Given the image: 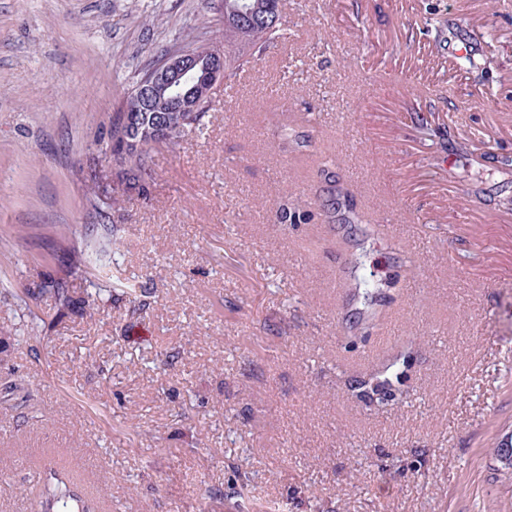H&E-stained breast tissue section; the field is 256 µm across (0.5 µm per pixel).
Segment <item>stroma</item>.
<instances>
[{"mask_svg": "<svg viewBox=\"0 0 512 512\" xmlns=\"http://www.w3.org/2000/svg\"><path fill=\"white\" fill-rule=\"evenodd\" d=\"M282 25L114 215L153 290L136 324L42 287L98 221L82 171L111 170L113 112L157 55L220 40L224 0H0V290L42 337L0 301L24 399L0 407V512H37L59 467L109 512H512V0H283ZM288 191L308 220L275 223ZM395 355L393 394L364 392ZM52 288H43L45 292L52 295L54 304L59 310H68L78 307L82 303L73 295L74 291L70 288L67 281L57 282L51 286Z\"/></svg>", "mask_w": 512, "mask_h": 512, "instance_id": "35a3bbf8", "label": "stroma"}]
</instances>
